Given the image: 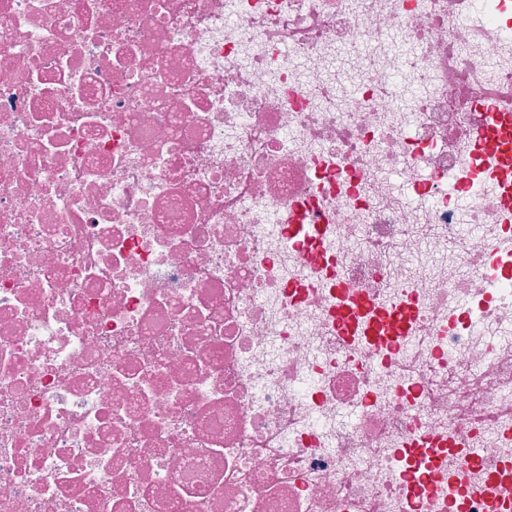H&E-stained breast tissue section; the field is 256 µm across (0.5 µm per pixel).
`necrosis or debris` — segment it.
Listing matches in <instances>:
<instances>
[{"instance_id": "1", "label": "necrosis or debris", "mask_w": 512, "mask_h": 512, "mask_svg": "<svg viewBox=\"0 0 512 512\" xmlns=\"http://www.w3.org/2000/svg\"><path fill=\"white\" fill-rule=\"evenodd\" d=\"M494 261L512 0H0V512H512Z\"/></svg>"}]
</instances>
